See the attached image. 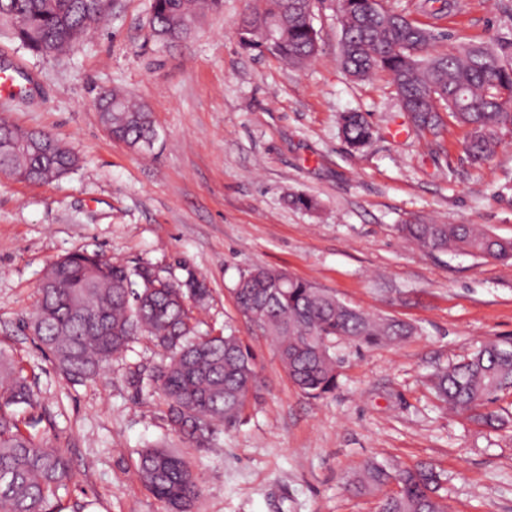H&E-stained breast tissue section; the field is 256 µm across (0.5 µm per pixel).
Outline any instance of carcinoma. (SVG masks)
<instances>
[{"label":"carcinoma","mask_w":512,"mask_h":512,"mask_svg":"<svg viewBox=\"0 0 512 512\" xmlns=\"http://www.w3.org/2000/svg\"><path fill=\"white\" fill-rule=\"evenodd\" d=\"M220 0H152L153 36H187L204 8ZM313 0H259L242 17L237 35L250 49L267 51L291 65L317 52L311 21ZM107 0H0V19L28 49L59 55L72 48L107 13ZM344 47L340 62L355 79L386 73L403 100L413 126L435 137L444 116L468 128L464 147L474 162L487 160L500 141L512 136V47L464 41L446 53L429 52L434 31L398 12L387 0H337ZM279 21L278 42L266 40L263 24ZM99 117L112 139L130 148L151 146L152 112L122 89L100 96ZM346 144L355 151L369 145L373 127L360 112L341 116ZM78 157L56 137L23 130L0 119V171L21 182L61 179ZM402 236L429 251H456L512 261V239L473 224H403ZM55 287L38 291V309L28 327L71 380L95 379L138 336L169 352L137 384L149 385L163 399L171 429L199 447L224 426L239 420L250 390L257 388L256 357L233 334L196 335L193 307L207 288L160 276L149 264L133 269L97 253L73 252L50 264ZM239 310L276 345L279 360L302 392L322 397L338 384L330 342L346 336L367 344L399 342L412 327L370 316L330 293L286 272L256 267L234 287ZM439 400L475 421L502 419L482 409L512 388V348L489 344L467 360L438 370L431 378ZM38 394L11 355L0 351V512H51L50 498L71 479L69 459L43 438L21 427L13 407L32 406ZM139 473L148 490L170 512H194L201 496L190 462L165 448L148 447L139 456ZM394 483L398 490L380 501L379 512H446L438 495L442 474L428 463L389 472L368 466L353 482L356 490Z\"/></svg>","instance_id":"cac0c4a2"}]
</instances>
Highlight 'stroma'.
Returning <instances> with one entry per match:
<instances>
[{
	"label": "stroma",
	"instance_id": "35a3bbf8",
	"mask_svg": "<svg viewBox=\"0 0 512 512\" xmlns=\"http://www.w3.org/2000/svg\"><path fill=\"white\" fill-rule=\"evenodd\" d=\"M391 2L434 28L435 53L463 39L512 40V0H451L439 19L424 0ZM251 5L221 0L188 36L161 43L150 32L151 0H112L107 21L59 56L0 28V77L12 89L0 116L79 157L49 183L0 173V349L39 394L36 407L18 406L19 419L70 460L55 512H169L139 476L148 446L190 461L202 488L197 512H378L388 487L351 488L372 461L433 463L450 512H512V425L449 412L428 383L484 342L512 343V263L425 252L398 231L420 219L512 238V139L477 164L464 127L449 124L440 138L415 131L384 73L355 82L342 69L334 0L313 2L317 53L305 65L242 48L237 27ZM114 87L150 108V150L103 129L97 97ZM344 112L364 113L375 130L363 151L341 135ZM295 195L316 208L293 205ZM76 250L206 282L210 297L194 308L199 333L240 336L259 376L257 397L212 447L187 446L169 431L158 394L133 385V374L166 357L147 338L95 381L75 384L26 328L44 271ZM257 266L414 332L390 345L337 339L339 385L310 397L237 307L233 288Z\"/></svg>",
	"mask_w": 512,
	"mask_h": 512
}]
</instances>
